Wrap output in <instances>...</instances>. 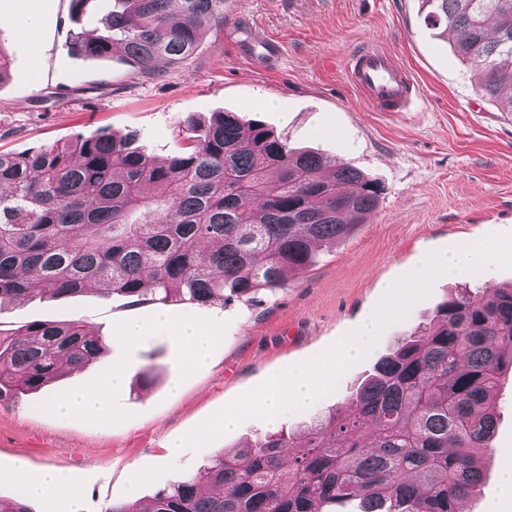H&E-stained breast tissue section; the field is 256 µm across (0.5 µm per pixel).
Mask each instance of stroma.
I'll list each match as a JSON object with an SVG mask.
<instances>
[{
    "label": "stroma",
    "instance_id": "obj_1",
    "mask_svg": "<svg viewBox=\"0 0 512 512\" xmlns=\"http://www.w3.org/2000/svg\"><path fill=\"white\" fill-rule=\"evenodd\" d=\"M33 11L38 37H22L8 22ZM102 0L77 15L71 0H0V47L9 75L0 82V152L91 136L107 129L133 134L163 161L187 147L185 120L205 125L212 113L259 120L290 147L346 162L384 191L371 218L351 236L319 246L307 270L254 301L200 306L129 304L90 290L47 301L0 304V329L34 321L79 320L111 340L110 351L78 374L0 404V497L23 495V474L52 467L67 485L30 512H106L115 502L148 501L161 488L202 479L224 449L281 428L295 432L317 413L340 404L375 360L458 288L512 286V269L488 266L439 274L406 316L381 329L368 352L352 362L326 394L277 424L251 418L200 450L169 456L168 445L240 394L304 363L372 320L388 284L407 277L434 254L490 236L512 238V114L481 97L478 67L459 60L453 35L424 22L421 0H226L222 23L205 24L188 59L159 61L140 73L121 51L84 60L71 54L74 33L103 30ZM278 46L276 57L252 59L249 37ZM376 47L408 71L417 94L411 111L367 106L347 60ZM165 310L170 328L155 326ZM191 320L213 333L207 364L191 366L172 325ZM145 331L118 337L126 322ZM126 377L112 394L109 419H58L51 400L70 388L104 382L113 366ZM498 419L481 451L484 480L465 512H485L503 497L500 471L512 451V371L498 387Z\"/></svg>",
    "mask_w": 512,
    "mask_h": 512
}]
</instances>
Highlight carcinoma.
<instances>
[{
    "instance_id": "1",
    "label": "carcinoma",
    "mask_w": 512,
    "mask_h": 512,
    "mask_svg": "<svg viewBox=\"0 0 512 512\" xmlns=\"http://www.w3.org/2000/svg\"><path fill=\"white\" fill-rule=\"evenodd\" d=\"M104 33L72 52L120 45L142 72L196 50L224 0H110ZM426 21L482 62V96L512 113V0H422ZM184 153L146 155L132 136L76 135L0 152V302L57 300L90 285L135 304L252 301L349 237L380 201L378 181L301 152L258 122L215 112ZM103 336L80 321L0 330V403L94 362ZM512 368V288H459L381 356L355 392L298 437L268 434L223 452L207 479L107 512H460L482 480L495 390Z\"/></svg>"
}]
</instances>
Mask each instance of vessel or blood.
<instances>
[{"instance_id":"vessel-or-blood-1","label":"vessel or blood","mask_w":512,"mask_h":512,"mask_svg":"<svg viewBox=\"0 0 512 512\" xmlns=\"http://www.w3.org/2000/svg\"><path fill=\"white\" fill-rule=\"evenodd\" d=\"M348 71L364 98L381 111H409L413 84L406 70L384 51L372 48L350 58Z\"/></svg>"}]
</instances>
